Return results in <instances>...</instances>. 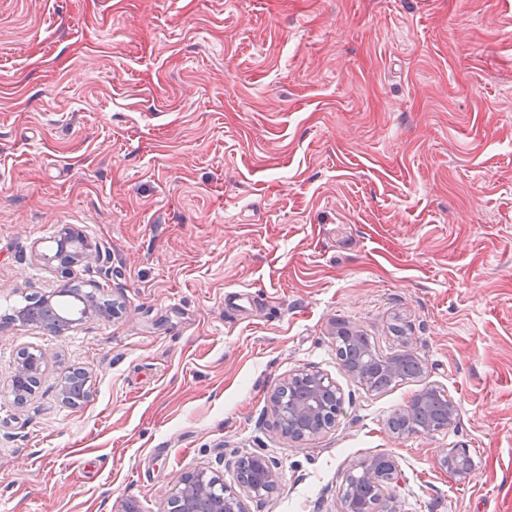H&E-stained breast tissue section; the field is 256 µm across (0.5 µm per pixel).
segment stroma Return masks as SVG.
Masks as SVG:
<instances>
[{
  "instance_id": "1",
  "label": "stroma",
  "mask_w": 512,
  "mask_h": 512,
  "mask_svg": "<svg viewBox=\"0 0 512 512\" xmlns=\"http://www.w3.org/2000/svg\"><path fill=\"white\" fill-rule=\"evenodd\" d=\"M64 227L90 260L53 261ZM68 283L118 315L10 320ZM340 321L424 375L363 389ZM301 369L343 405L295 441L270 398ZM430 386L455 423L395 437ZM253 453L280 486L246 512H340L383 454L387 512H512V0H0V512H164ZM30 354L32 353L23 350L18 356L20 358H26ZM41 354L42 356L33 353L29 361L18 359L17 367L12 376L13 383L18 387L20 382L27 383V380L30 379L34 381L32 385H28L27 389H20L19 396L22 397V402L35 392L34 386L43 371V364L47 361L45 354L43 352H41ZM466 453L463 448L461 450L459 448L448 449L447 453H442L438 458V465L441 469L448 470L459 480H466L471 472V467L462 461ZM356 474H349L347 481L351 478L359 477L368 483L372 489L375 487L381 488V483L384 480L387 483L398 480L399 472L394 462L387 456L381 455L372 458L369 461L363 462L358 468Z\"/></svg>"
}]
</instances>
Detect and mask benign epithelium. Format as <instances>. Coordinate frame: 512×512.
<instances>
[{
  "mask_svg": "<svg viewBox=\"0 0 512 512\" xmlns=\"http://www.w3.org/2000/svg\"><path fill=\"white\" fill-rule=\"evenodd\" d=\"M46 356L34 354L28 361L18 360L12 376L14 384L36 381L42 373ZM273 412L281 433L293 440L313 439L335 426L342 411L340 389L317 372L300 370L288 376L271 397ZM466 450L450 448L438 458L440 468L460 480L469 477L471 467L463 462ZM359 477L371 487L399 478L394 462L381 455L361 464L348 478ZM214 477L205 469L182 475L168 499L169 512H246L241 495L224 490V496L209 502L207 497ZM279 485L276 466L262 454H252L242 464L240 486L250 497L273 493Z\"/></svg>",
  "mask_w": 512,
  "mask_h": 512,
  "instance_id": "obj_1",
  "label": "benign epithelium"
}]
</instances>
